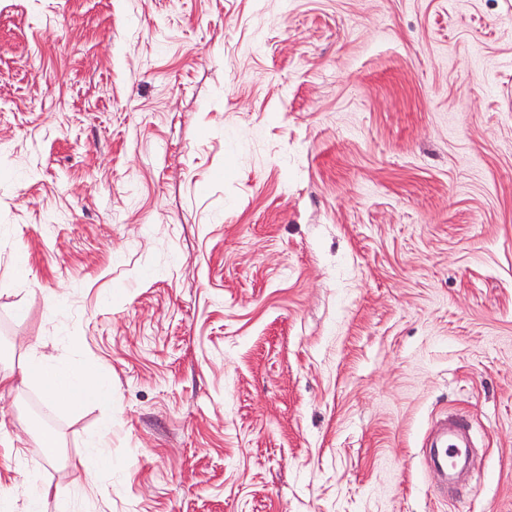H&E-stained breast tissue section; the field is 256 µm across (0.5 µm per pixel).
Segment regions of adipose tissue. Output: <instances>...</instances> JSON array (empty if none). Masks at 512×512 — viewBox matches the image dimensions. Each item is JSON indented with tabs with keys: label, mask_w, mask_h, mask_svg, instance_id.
Segmentation results:
<instances>
[{
	"label": "adipose tissue",
	"mask_w": 512,
	"mask_h": 512,
	"mask_svg": "<svg viewBox=\"0 0 512 512\" xmlns=\"http://www.w3.org/2000/svg\"><path fill=\"white\" fill-rule=\"evenodd\" d=\"M38 382L46 399L59 407L73 409L89 401L108 403L111 389L98 381L96 365H86L79 373H60L51 369L44 357L28 354L18 371L0 373V387H11L16 382Z\"/></svg>",
	"instance_id": "ef3b65f1"
}]
</instances>
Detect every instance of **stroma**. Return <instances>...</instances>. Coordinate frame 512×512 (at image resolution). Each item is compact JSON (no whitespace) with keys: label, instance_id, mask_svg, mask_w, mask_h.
Listing matches in <instances>:
<instances>
[{"label":"stroma","instance_id":"stroma-1","mask_svg":"<svg viewBox=\"0 0 512 512\" xmlns=\"http://www.w3.org/2000/svg\"><path fill=\"white\" fill-rule=\"evenodd\" d=\"M32 349L112 402L0 388V500L512 512V0H0V370ZM441 430L447 441L442 448L444 457L449 465L458 456L460 451V447L455 441L459 436L468 433L469 427L457 415H451L441 422ZM51 496L56 497L49 483H38L24 495L22 507L18 509L15 501L11 506L10 511L16 512H44V505Z\"/></svg>","mask_w":512,"mask_h":512}]
</instances>
